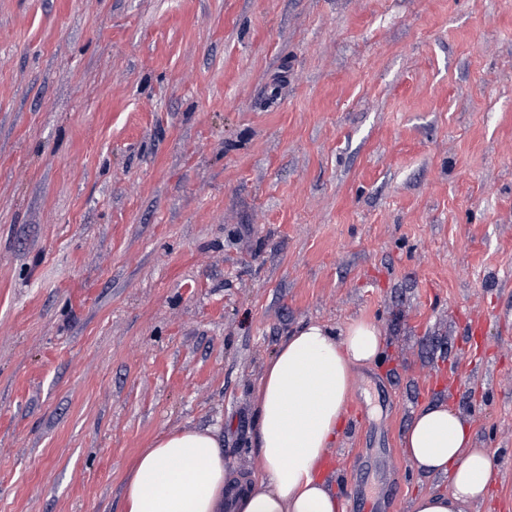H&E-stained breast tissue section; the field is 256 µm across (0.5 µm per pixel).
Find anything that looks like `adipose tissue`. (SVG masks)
Wrapping results in <instances>:
<instances>
[{"mask_svg":"<svg viewBox=\"0 0 512 512\" xmlns=\"http://www.w3.org/2000/svg\"><path fill=\"white\" fill-rule=\"evenodd\" d=\"M383 351L379 328L354 321L335 329L310 322L286 336L266 364L254 403L260 462L234 471L212 430L185 428L145 449L123 490V512H339L316 476L333 448L358 372ZM416 471L451 480L447 492L417 495L411 512H470L486 497L493 464L453 411L417 410L402 439Z\"/></svg>","mask_w":512,"mask_h":512,"instance_id":"ef3b65f1","label":"adipose tissue"}]
</instances>
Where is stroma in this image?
I'll list each match as a JSON object with an SVG mask.
<instances>
[{"label": "stroma", "mask_w": 512, "mask_h": 512, "mask_svg": "<svg viewBox=\"0 0 512 512\" xmlns=\"http://www.w3.org/2000/svg\"><path fill=\"white\" fill-rule=\"evenodd\" d=\"M359 319L341 504L450 490L441 405L512 512V0H0V512H123L187 426L257 469L265 362ZM411 467L434 476H449L451 490L419 494L411 512H470L473 502L486 497L493 464L481 448H472V435L460 417L447 407L417 410L402 439Z\"/></svg>", "instance_id": "stroma-1"}]
</instances>
